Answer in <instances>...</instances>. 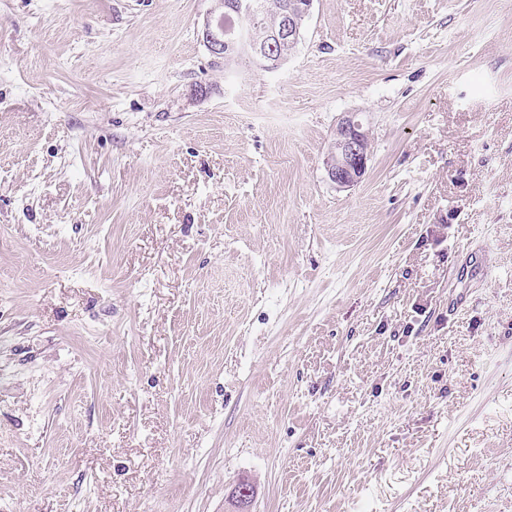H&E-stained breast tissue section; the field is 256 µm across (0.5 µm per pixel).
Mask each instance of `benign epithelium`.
Segmentation results:
<instances>
[{
    "mask_svg": "<svg viewBox=\"0 0 512 512\" xmlns=\"http://www.w3.org/2000/svg\"><path fill=\"white\" fill-rule=\"evenodd\" d=\"M314 0H288L280 8L279 24L266 28L258 22L241 30L234 38L224 36V29L210 8L198 35L210 54L224 60L227 67L247 58L267 72L281 69L288 63L284 48L297 44L304 32V23L312 14ZM369 131L357 112H346L336 124L333 158L326 163L328 180L338 189L352 188L362 182L371 158ZM254 490L236 485L233 512H251Z\"/></svg>",
    "mask_w": 512,
    "mask_h": 512,
    "instance_id": "1",
    "label": "benign epithelium"
}]
</instances>
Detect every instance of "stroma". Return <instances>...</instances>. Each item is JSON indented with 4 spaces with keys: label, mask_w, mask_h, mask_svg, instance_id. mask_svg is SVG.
I'll return each instance as SVG.
<instances>
[{
    "label": "stroma",
    "mask_w": 512,
    "mask_h": 512,
    "mask_svg": "<svg viewBox=\"0 0 512 512\" xmlns=\"http://www.w3.org/2000/svg\"><path fill=\"white\" fill-rule=\"evenodd\" d=\"M210 6L0 0V512H512V0ZM213 1H223V7L217 8V13H224V28L230 32V35H234L241 27L248 25L251 20L241 16L239 14L247 13V14H255L260 10L267 9V3L262 5H256L253 1L249 0H237L231 3L232 9L237 12L233 13L230 11L226 5V2L232 0H213ZM313 3L314 0H289L287 5L283 4L280 8V20L274 10L259 15L258 20L271 28H265L255 19L232 39L224 37L216 7H212L197 30L198 35L210 54L224 60L227 67L241 58H247L263 71H277L288 63L289 55L284 48L301 40L304 23L312 14ZM278 20L279 24L272 27ZM359 112H347L336 124L333 159L326 163L328 180L338 189L352 188L362 182L371 158L369 131Z\"/></svg>",
    "instance_id": "1"
}]
</instances>
